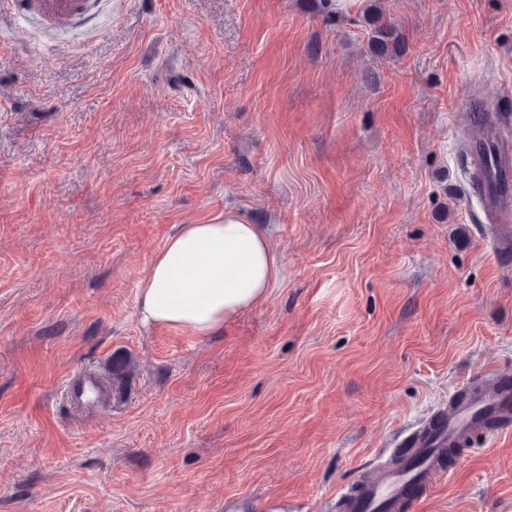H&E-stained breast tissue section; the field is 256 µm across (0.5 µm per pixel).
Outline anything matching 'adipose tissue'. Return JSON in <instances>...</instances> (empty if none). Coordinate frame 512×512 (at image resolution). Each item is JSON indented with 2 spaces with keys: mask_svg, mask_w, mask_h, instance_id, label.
Instances as JSON below:
<instances>
[{
  "mask_svg": "<svg viewBox=\"0 0 512 512\" xmlns=\"http://www.w3.org/2000/svg\"><path fill=\"white\" fill-rule=\"evenodd\" d=\"M281 274L268 234L227 211L182 225L154 255L139 291L140 317L209 336L264 305Z\"/></svg>",
  "mask_w": 512,
  "mask_h": 512,
  "instance_id": "obj_1",
  "label": "adipose tissue"
}]
</instances>
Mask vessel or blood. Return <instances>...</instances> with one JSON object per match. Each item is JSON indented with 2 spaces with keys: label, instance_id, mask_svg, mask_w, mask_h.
Here are the masks:
<instances>
[{
  "label": "vessel or blood",
  "instance_id": "vessel-or-blood-1",
  "mask_svg": "<svg viewBox=\"0 0 512 512\" xmlns=\"http://www.w3.org/2000/svg\"><path fill=\"white\" fill-rule=\"evenodd\" d=\"M43 11L61 23L71 21L82 7L81 0H41ZM512 140V124L506 118L490 114L473 127L469 143L479 146L489 142L500 145L499 164L504 176L496 188L486 192L480 208L487 222L500 226L512 223V154L505 145ZM100 379L94 373L83 372L73 377L67 392L77 410L95 409L100 405ZM490 415L499 425L512 424V392L498 385L470 392L463 399L450 401L448 412L437 425V436L415 430L403 440L405 453L399 464L374 470L360 478L356 488L347 493L342 512H402L404 506L417 498L421 487L429 482L439 462L441 447L456 446L477 425V417Z\"/></svg>",
  "mask_w": 512,
  "mask_h": 512
}]
</instances>
